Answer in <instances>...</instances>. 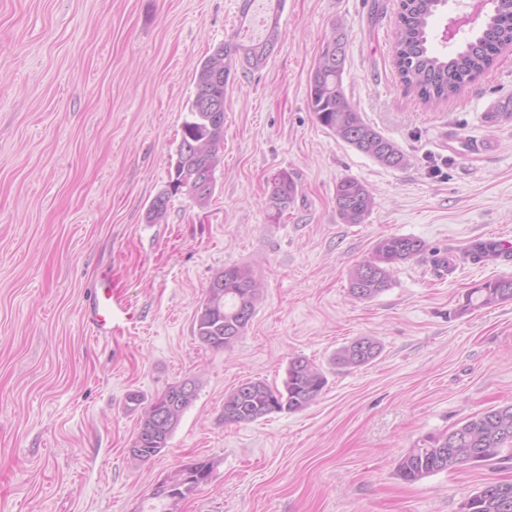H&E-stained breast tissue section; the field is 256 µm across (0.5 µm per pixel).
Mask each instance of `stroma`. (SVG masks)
<instances>
[{"mask_svg": "<svg viewBox=\"0 0 512 512\" xmlns=\"http://www.w3.org/2000/svg\"><path fill=\"white\" fill-rule=\"evenodd\" d=\"M0 0V512H147L156 485L195 459L210 481L173 512H459L512 461L395 476L422 437L512 404V301L465 309L470 288L512 276V259L463 261L477 238L512 239V49L455 98L426 105L394 66L397 0H283L266 65L224 93V148L209 202L171 197L168 163L214 47L263 35L269 0ZM346 33L343 90L407 156L385 167L318 123L310 76L335 25ZM293 203L268 219L271 179ZM352 177L375 198L343 223L335 189ZM392 235L426 254L359 301L348 274ZM451 254L453 271L432 253ZM250 268L263 295L228 350L204 345L197 310L216 272ZM134 315L92 335L85 312L101 277ZM381 345L339 370L350 341ZM305 357L328 383L306 409L240 425L224 396L245 380L282 385ZM198 385L164 452L133 466L140 411L185 378ZM380 352V344L375 339L363 336L340 347L332 362L338 369L360 368L372 363Z\"/></svg>", "mask_w": 512, "mask_h": 512, "instance_id": "stroma-1", "label": "stroma"}]
</instances>
